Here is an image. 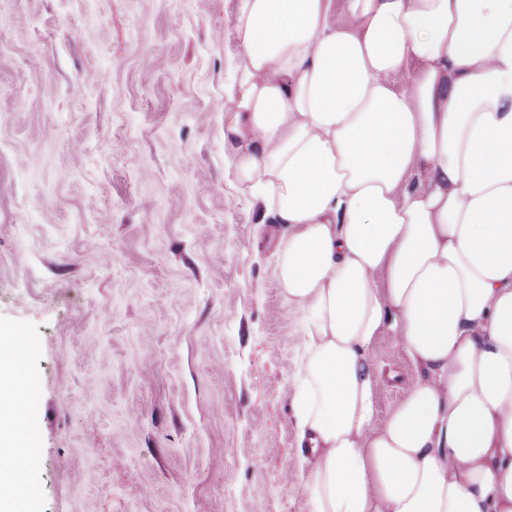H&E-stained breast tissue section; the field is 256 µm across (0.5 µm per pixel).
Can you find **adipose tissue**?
<instances>
[{"mask_svg":"<svg viewBox=\"0 0 512 512\" xmlns=\"http://www.w3.org/2000/svg\"><path fill=\"white\" fill-rule=\"evenodd\" d=\"M237 0L224 167L283 225L307 512H512V0ZM415 376L379 414L372 356ZM37 382L0 346V512Z\"/></svg>","mask_w":512,"mask_h":512,"instance_id":"adipose-tissue-1","label":"adipose tissue"}]
</instances>
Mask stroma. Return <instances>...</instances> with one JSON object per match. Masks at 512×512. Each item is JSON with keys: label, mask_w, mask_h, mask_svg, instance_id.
<instances>
[{"label": "stroma", "mask_w": 512, "mask_h": 512, "mask_svg": "<svg viewBox=\"0 0 512 512\" xmlns=\"http://www.w3.org/2000/svg\"><path fill=\"white\" fill-rule=\"evenodd\" d=\"M234 10L0 0V331L38 383L33 512H305L281 229L224 172ZM372 354L384 411L413 370L390 337Z\"/></svg>", "instance_id": "obj_1"}]
</instances>
